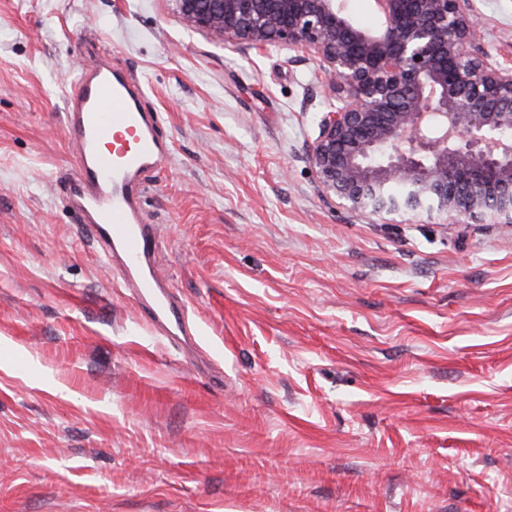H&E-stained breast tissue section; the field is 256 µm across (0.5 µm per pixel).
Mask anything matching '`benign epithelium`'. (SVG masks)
Here are the masks:
<instances>
[{
	"label": "benign epithelium",
	"instance_id": "7a95c632",
	"mask_svg": "<svg viewBox=\"0 0 512 512\" xmlns=\"http://www.w3.org/2000/svg\"><path fill=\"white\" fill-rule=\"evenodd\" d=\"M175 2L215 41L315 62L337 104L309 160L338 206L512 228V53L484 48L473 0H375L371 28L344 0Z\"/></svg>",
	"mask_w": 512,
	"mask_h": 512
}]
</instances>
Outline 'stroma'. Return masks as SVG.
Returning <instances> with one entry per match:
<instances>
[{
  "label": "stroma",
  "instance_id": "obj_1",
  "mask_svg": "<svg viewBox=\"0 0 512 512\" xmlns=\"http://www.w3.org/2000/svg\"><path fill=\"white\" fill-rule=\"evenodd\" d=\"M475 5L512 44V0ZM97 56L170 144L141 208L194 341L71 203ZM314 69L174 0H0V512H512V232L337 208Z\"/></svg>",
  "mask_w": 512,
  "mask_h": 512
}]
</instances>
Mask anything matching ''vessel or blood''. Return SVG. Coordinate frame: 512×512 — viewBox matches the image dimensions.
<instances>
[{"mask_svg": "<svg viewBox=\"0 0 512 512\" xmlns=\"http://www.w3.org/2000/svg\"><path fill=\"white\" fill-rule=\"evenodd\" d=\"M68 100V134L77 175L71 193L105 260H117L121 277L151 321L187 333L152 271L158 247L154 225L137 208V179L168 152L142 105L144 89L110 67L78 73Z\"/></svg>", "mask_w": 512, "mask_h": 512, "instance_id": "obj_1", "label": "vessel or blood"}]
</instances>
